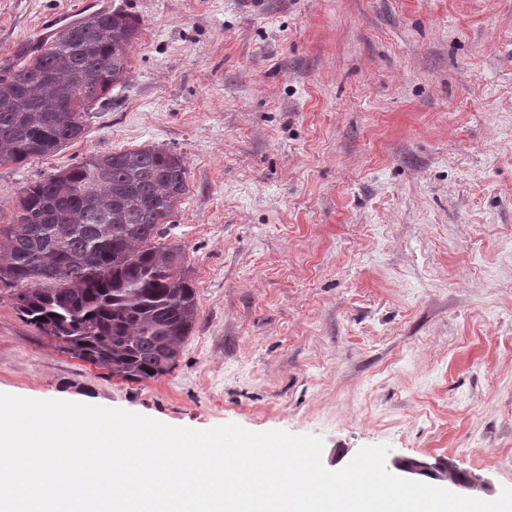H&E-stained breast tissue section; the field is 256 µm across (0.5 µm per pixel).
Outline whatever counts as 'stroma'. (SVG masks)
<instances>
[{"label": "stroma", "mask_w": 512, "mask_h": 512, "mask_svg": "<svg viewBox=\"0 0 512 512\" xmlns=\"http://www.w3.org/2000/svg\"><path fill=\"white\" fill-rule=\"evenodd\" d=\"M81 0H0V57ZM130 68L19 193L157 146L188 190L166 243L198 318L178 364L129 381L75 358L0 287V393L236 423L440 459L512 487V0H107Z\"/></svg>", "instance_id": "1"}]
</instances>
